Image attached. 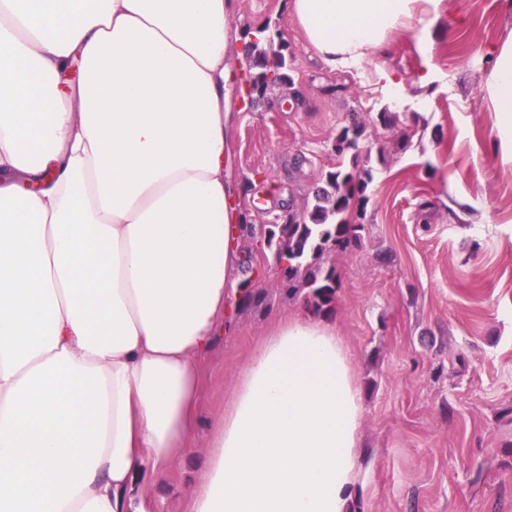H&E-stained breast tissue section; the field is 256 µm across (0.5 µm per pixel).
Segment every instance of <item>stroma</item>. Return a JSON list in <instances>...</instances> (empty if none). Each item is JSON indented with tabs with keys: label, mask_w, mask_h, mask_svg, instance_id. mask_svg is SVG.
<instances>
[{
	"label": "stroma",
	"mask_w": 512,
	"mask_h": 512,
	"mask_svg": "<svg viewBox=\"0 0 512 512\" xmlns=\"http://www.w3.org/2000/svg\"><path fill=\"white\" fill-rule=\"evenodd\" d=\"M282 2L235 0L229 18L238 115L226 180L263 231L335 168L336 132L357 113L374 174L364 243L330 253L339 286L327 313L288 297L272 252L243 250L227 299L235 333L198 364L194 447L184 467L145 479L146 495L162 512H188L246 364L282 320L305 314L335 325L361 395L353 512H512V143L486 89L494 51L512 41V0H445L436 24L413 20L350 74L319 65ZM265 26L287 41L292 80L250 109L244 45ZM426 66L434 82L423 88ZM382 69L398 77L399 99ZM247 289L260 301L242 303Z\"/></svg>",
	"instance_id": "35a3bbf8"
}]
</instances>
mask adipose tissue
<instances>
[{"mask_svg":"<svg viewBox=\"0 0 512 512\" xmlns=\"http://www.w3.org/2000/svg\"><path fill=\"white\" fill-rule=\"evenodd\" d=\"M443 0H285L327 69ZM232 0H0V512H151L247 237L225 183ZM512 139V42L486 80ZM363 408L334 325L282 322L191 512H352Z\"/></svg>","mask_w":512,"mask_h":512,"instance_id":"obj_1","label":"adipose tissue"}]
</instances>
